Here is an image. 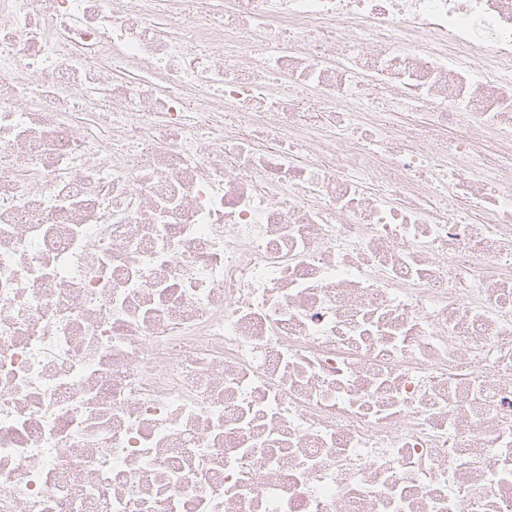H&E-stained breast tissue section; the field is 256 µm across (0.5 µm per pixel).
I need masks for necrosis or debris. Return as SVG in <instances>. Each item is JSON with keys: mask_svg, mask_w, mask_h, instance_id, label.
Listing matches in <instances>:
<instances>
[{"mask_svg": "<svg viewBox=\"0 0 512 512\" xmlns=\"http://www.w3.org/2000/svg\"><path fill=\"white\" fill-rule=\"evenodd\" d=\"M494 154L512 0H0V512H512Z\"/></svg>", "mask_w": 512, "mask_h": 512, "instance_id": "obj_1", "label": "necrosis or debris"}]
</instances>
